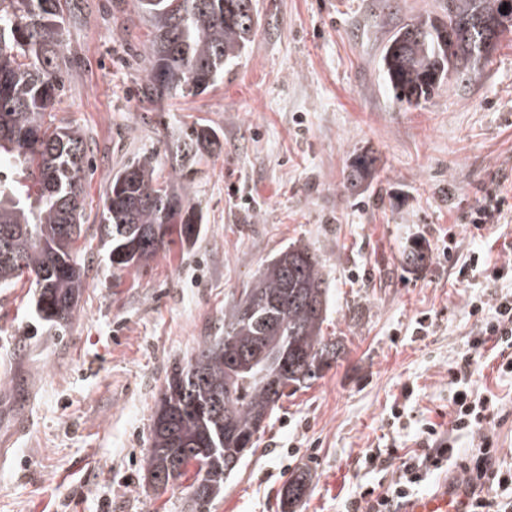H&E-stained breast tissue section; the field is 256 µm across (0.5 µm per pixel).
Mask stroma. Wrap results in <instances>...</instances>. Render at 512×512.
I'll return each mask as SVG.
<instances>
[{
    "label": "stroma",
    "instance_id": "1",
    "mask_svg": "<svg viewBox=\"0 0 512 512\" xmlns=\"http://www.w3.org/2000/svg\"><path fill=\"white\" fill-rule=\"evenodd\" d=\"M135 0H70L58 116L79 125L95 158L86 177L88 285L63 331L36 319L29 286L0 288V512H186L185 493L146 479L151 414L167 370L216 335L224 307L262 263L296 242L325 262V336L345 354L310 389L288 396L255 454L203 512H281L297 471L311 481L301 512H345L360 487L388 485L366 467L372 448L418 449L426 424L449 428V371L470 351V305L512 293L493 266L512 242V35L481 76L444 85L404 110L381 71L391 32L448 0H258L261 25L239 66L198 97L152 111L141 94L148 29ZM214 128L184 191L204 215L188 249L113 274L95 225L120 166L150 155L171 178L167 147L184 129ZM370 177L346 189L357 157ZM502 196L499 226L475 228ZM422 241L419 273L401 253ZM491 351L474 379L498 399L495 435L512 449V376ZM400 418H393V410ZM27 432L14 434L18 418Z\"/></svg>",
    "mask_w": 512,
    "mask_h": 512
}]
</instances>
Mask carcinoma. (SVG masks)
<instances>
[{
	"instance_id": "carcinoma-1",
	"label": "carcinoma",
	"mask_w": 512,
	"mask_h": 512,
	"mask_svg": "<svg viewBox=\"0 0 512 512\" xmlns=\"http://www.w3.org/2000/svg\"><path fill=\"white\" fill-rule=\"evenodd\" d=\"M65 0H0V287L28 277L39 320L70 325L87 287L84 180L88 149L83 130L59 123L64 88ZM444 17L409 18L388 39L382 73L402 106L418 107L450 81H471L512 33L507 0H448ZM508 10H502L503 5ZM150 29L143 51V96L160 106L176 95L196 97L224 81L244 57L260 25L256 0H135ZM217 132L193 127L173 141V172L187 180ZM371 162L350 166V186L365 181ZM203 216L172 186L159 182L156 160L142 156L111 175L96 235L112 271L156 258L177 241L196 243ZM413 272L427 267L419 241L401 253ZM329 283L317 250L292 244L271 257L224 310L219 335L205 340L167 372L151 415L146 471L156 489L169 471L191 479L193 509L210 504L254 453L278 402L323 378L345 354L341 340L323 335ZM261 342L267 376L235 371L240 352ZM310 478L301 471L280 492L282 512H299Z\"/></svg>"
}]
</instances>
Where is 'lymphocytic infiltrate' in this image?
<instances>
[{"label": "lymphocytic infiltrate", "instance_id": "lymphocytic-infiltrate-1", "mask_svg": "<svg viewBox=\"0 0 512 512\" xmlns=\"http://www.w3.org/2000/svg\"><path fill=\"white\" fill-rule=\"evenodd\" d=\"M471 314L475 318L470 333L473 352L493 346L499 372L512 375V296L497 298L489 313L481 306H472ZM473 364L474 359L469 356L451 370L452 378L462 382L463 387L454 399L450 431L427 424L421 448L404 454L395 466L381 449L370 450L365 456L366 464L380 470L394 468L396 477L384 492L371 488L361 491L346 512H401L430 476L450 466L470 487L469 512H512V495L507 492L512 486V469L504 470L495 437V421L501 410L492 398L468 384ZM458 432L471 435L470 450L457 446L454 435Z\"/></svg>", "mask_w": 512, "mask_h": 512}]
</instances>
